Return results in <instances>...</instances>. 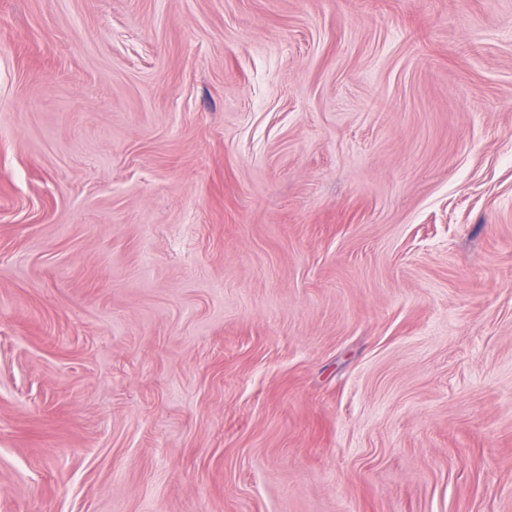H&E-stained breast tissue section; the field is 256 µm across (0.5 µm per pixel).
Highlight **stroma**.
Listing matches in <instances>:
<instances>
[{
    "label": "stroma",
    "instance_id": "1",
    "mask_svg": "<svg viewBox=\"0 0 512 512\" xmlns=\"http://www.w3.org/2000/svg\"><path fill=\"white\" fill-rule=\"evenodd\" d=\"M0 512H512V0H0Z\"/></svg>",
    "mask_w": 512,
    "mask_h": 512
}]
</instances>
